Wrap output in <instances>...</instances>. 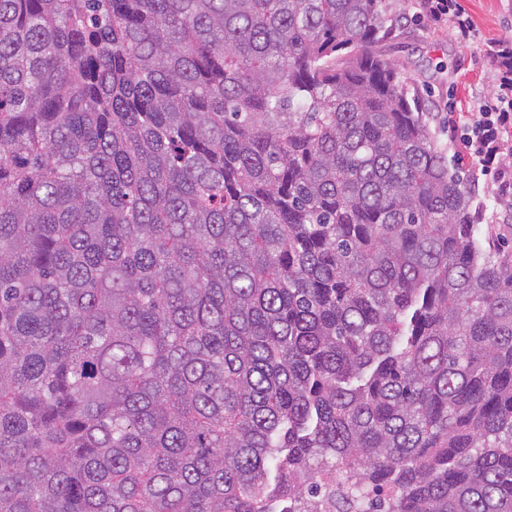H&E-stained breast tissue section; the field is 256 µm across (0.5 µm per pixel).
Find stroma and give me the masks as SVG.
Instances as JSON below:
<instances>
[{"label": "stroma", "instance_id": "35a3bbf8", "mask_svg": "<svg viewBox=\"0 0 512 512\" xmlns=\"http://www.w3.org/2000/svg\"><path fill=\"white\" fill-rule=\"evenodd\" d=\"M458 2L476 26L478 35L473 40L458 39L448 22L429 23L418 0H383L393 25L378 49L386 60L397 64L410 93L418 95L432 132L448 147L449 163L473 173L460 140L470 112L497 88L498 70L487 47L512 44V0ZM473 175L481 227L512 262V200L496 196L494 175Z\"/></svg>", "mask_w": 512, "mask_h": 512}]
</instances>
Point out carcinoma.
Returning a JSON list of instances; mask_svg holds the SVG:
<instances>
[{"instance_id":"carcinoma-1","label":"carcinoma","mask_w":512,"mask_h":512,"mask_svg":"<svg viewBox=\"0 0 512 512\" xmlns=\"http://www.w3.org/2000/svg\"><path fill=\"white\" fill-rule=\"evenodd\" d=\"M382 0H0V512H512V264Z\"/></svg>"}]
</instances>
